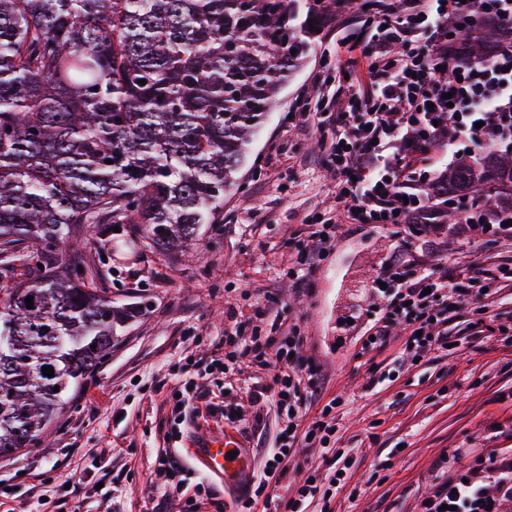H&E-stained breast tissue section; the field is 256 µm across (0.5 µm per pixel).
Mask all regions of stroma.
I'll return each instance as SVG.
<instances>
[{
    "label": "stroma",
    "instance_id": "35a3bbf8",
    "mask_svg": "<svg viewBox=\"0 0 512 512\" xmlns=\"http://www.w3.org/2000/svg\"><path fill=\"white\" fill-rule=\"evenodd\" d=\"M337 27L329 18L308 59L289 77L215 223L201 226L193 254L155 252L135 224L91 229L82 256L93 283L134 315L40 443L0 458V512H62L68 485L84 512H152L154 488L164 481L156 458L171 452L194 467L189 439L216 424L202 409L188 430L172 437L157 382L209 358L223 346L225 328L234 327L235 313L250 314L270 293L284 322L299 326L303 354L324 365L325 399L341 401L337 448L357 451L349 470L357 494L339 492L330 512H418L443 476L437 467L443 454L463 450L454 467L466 472L479 468L481 457L512 448V347L498 332L512 316V295L499 300L491 318L463 309L448 324L456 349L429 354L407 370L395 361L403 339L368 352L363 327L345 324L365 309L370 282L393 251L388 232L345 226L308 289L295 290L287 277L303 218L336 207L314 134L288 115L296 97L312 91ZM448 261L512 263V246L488 237L452 244ZM375 365L388 378L370 389ZM475 448L481 456H472Z\"/></svg>",
    "mask_w": 512,
    "mask_h": 512
}]
</instances>
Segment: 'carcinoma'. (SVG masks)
Masks as SVG:
<instances>
[{"mask_svg":"<svg viewBox=\"0 0 512 512\" xmlns=\"http://www.w3.org/2000/svg\"><path fill=\"white\" fill-rule=\"evenodd\" d=\"M335 2L0 0V267L29 269L0 288V458L41 438L128 318L65 255L96 224H142L160 254L192 245ZM501 37L479 22L466 56ZM495 182L512 188V158L443 190L479 201Z\"/></svg>","mask_w":512,"mask_h":512,"instance_id":"carcinoma-1","label":"carcinoma"}]
</instances>
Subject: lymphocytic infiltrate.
<instances>
[{
  "label": "lymphocytic infiltrate",
  "mask_w": 512,
  "mask_h": 512,
  "mask_svg": "<svg viewBox=\"0 0 512 512\" xmlns=\"http://www.w3.org/2000/svg\"><path fill=\"white\" fill-rule=\"evenodd\" d=\"M487 16L512 27V0H370L367 9L343 20L336 60L314 78L320 89L338 85L344 97L299 104L303 126L318 135L343 210L337 217H305L307 236L288 269L296 286L308 287L317 260L336 245L345 224L412 236L425 246L421 252L393 251L371 284L376 310L364 349L387 346L400 330L413 355L447 351L448 321L465 301L484 312L512 288L511 267L476 271L443 264L449 237L468 228L512 242V209L423 190L431 180L433 152L461 160L512 144V41L478 64L463 61L459 49L466 24ZM270 311V305H256L254 316L264 328L252 332L248 321L237 322L224 335L227 353L174 377L167 401L177 424L205 401L212 414L251 421L257 431L264 430V417L245 413V404L275 408L282 439L268 451L264 473L247 483L242 501L252 508L275 503L274 490L287 477L298 443H317L324 449L325 472H312L293 497L277 503L278 512H307L314 499L345 486L340 471L349 457L330 446L336 431L330 411L340 401L330 400L304 422L303 409L321 397V368L301 355V337L286 334ZM247 357L270 370L268 383L249 387L245 403H209L201 379L232 372ZM446 505L455 512H512V448L486 459L480 472L439 482L419 512H442Z\"/></svg>",
  "instance_id": "f902f5d3"
}]
</instances>
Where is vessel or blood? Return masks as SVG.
<instances>
[{
	"instance_id": "b4317fda",
	"label": "vessel or blood",
	"mask_w": 512,
	"mask_h": 512,
	"mask_svg": "<svg viewBox=\"0 0 512 512\" xmlns=\"http://www.w3.org/2000/svg\"><path fill=\"white\" fill-rule=\"evenodd\" d=\"M189 452L208 473L225 484L239 485L255 470V459L244 446L242 436L230 426L213 427L200 439L192 440Z\"/></svg>"
}]
</instances>
